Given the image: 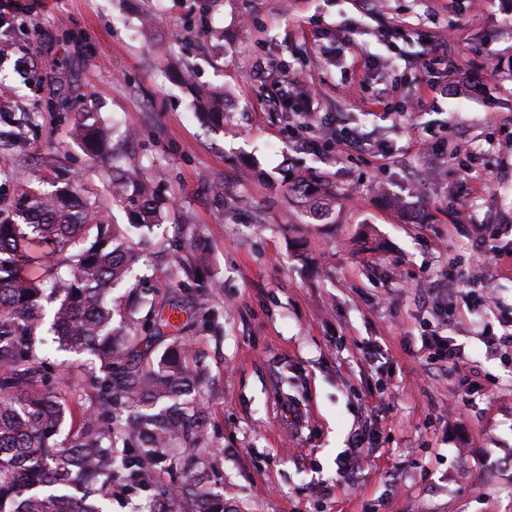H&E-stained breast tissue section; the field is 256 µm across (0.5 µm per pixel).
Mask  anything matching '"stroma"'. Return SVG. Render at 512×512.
I'll use <instances>...</instances> for the list:
<instances>
[{
	"mask_svg": "<svg viewBox=\"0 0 512 512\" xmlns=\"http://www.w3.org/2000/svg\"><path fill=\"white\" fill-rule=\"evenodd\" d=\"M0 10V82L16 102L0 115L1 212L16 175L58 171L126 223L104 163L71 139L80 112L114 124L136 164L165 168L173 206L140 273L190 313L197 281L210 287L218 325L197 319L187 334L206 355L224 512H512V349L491 352L475 332L482 309L491 333L512 332V0ZM443 44L448 64L426 71ZM186 59L195 82L223 88V127L203 124L174 78ZM284 74L318 91L307 120L271 106ZM52 99L66 111H46ZM345 126L359 151L323 139ZM300 176L335 184L329 223L297 211ZM194 237L209 253L200 272ZM443 322L457 370L421 359L422 326Z\"/></svg>",
	"mask_w": 512,
	"mask_h": 512,
	"instance_id": "obj_1",
	"label": "stroma"
}]
</instances>
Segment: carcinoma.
<instances>
[{"mask_svg": "<svg viewBox=\"0 0 512 512\" xmlns=\"http://www.w3.org/2000/svg\"><path fill=\"white\" fill-rule=\"evenodd\" d=\"M181 78L196 113L224 122V90L198 85L188 68ZM71 136L111 160L112 203L130 222L110 223L74 178L48 188L16 179L0 219V512H111L114 493L140 499L131 512H224L221 472L195 452L211 426L199 398L205 357L163 315L183 308L135 291L118 306L112 300L141 267L137 245L170 200L156 172L115 152L97 114L78 113ZM291 191L302 215L330 218V181H298ZM51 342L86 356L73 405L46 354Z\"/></svg>", "mask_w": 512, "mask_h": 512, "instance_id": "carcinoma-1", "label": "carcinoma"}]
</instances>
